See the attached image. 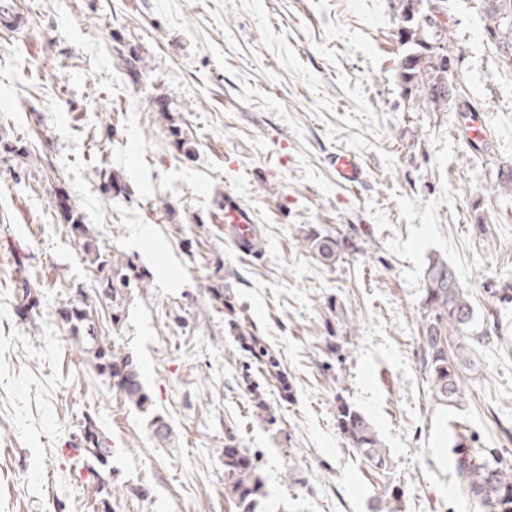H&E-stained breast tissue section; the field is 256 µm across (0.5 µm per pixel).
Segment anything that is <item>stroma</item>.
Returning <instances> with one entry per match:
<instances>
[{
	"mask_svg": "<svg viewBox=\"0 0 512 512\" xmlns=\"http://www.w3.org/2000/svg\"><path fill=\"white\" fill-rule=\"evenodd\" d=\"M0 35V512H235L234 430L258 456L263 512H485L449 462L512 465V70L479 0H447L455 104L414 111L397 72L391 0H25ZM142 58L141 74L120 61ZM188 133L179 149L156 96ZM488 134L458 137L465 108ZM355 152L364 181L330 162ZM118 174L130 196L107 191ZM83 217L65 224L57 190ZM261 252L213 221L225 191ZM314 227L348 246L323 264ZM128 269L112 303L84 242ZM448 259L474 310L460 403L430 402L418 338L425 269ZM232 299L279 360L264 378L224 322ZM344 309L332 317V304ZM81 306L149 397L128 402L58 315ZM344 400L390 457L372 474L336 423ZM93 423L110 454L84 480ZM0 20L2 34L17 32L28 24L25 9L20 1H11L10 6L2 7Z\"/></svg>",
	"mask_w": 512,
	"mask_h": 512,
	"instance_id": "1",
	"label": "stroma"
}]
</instances>
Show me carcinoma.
Returning <instances> with one entry per match:
<instances>
[{"label":"carcinoma","mask_w":512,"mask_h":512,"mask_svg":"<svg viewBox=\"0 0 512 512\" xmlns=\"http://www.w3.org/2000/svg\"><path fill=\"white\" fill-rule=\"evenodd\" d=\"M399 45L404 47L397 61L401 80L408 85L417 105L439 108L456 102L459 90L454 82L456 61L449 46L450 34L446 25L438 24L439 0H398ZM485 35L501 57L512 68V0H483ZM303 246L321 262H331L339 255L340 242L318 230L310 229L302 236ZM90 266L103 275L109 296H117L113 280H122V268L114 269L91 245L84 247ZM73 338L84 345L92 356L95 369L108 378L117 379L125 398L138 406L147 402L140 374L133 361L120 358L112 346L103 343L101 330L77 305L63 308ZM224 318L229 327L248 341L247 348L260 362L269 363L268 372H277L276 363L267 361L265 346L254 330L246 326L232 301H224ZM473 309L461 288L455 269L448 262L433 256L424 276V296L421 320L418 325L424 348L423 366L431 391L433 405L449 408L457 405L461 395V374L471 364L465 356L469 351L466 338L477 335L472 330ZM337 425L354 448L368 460L374 471H383L389 464V454L383 448L367 417L346 402L336 405ZM224 452V488L234 503L236 512H262L265 497L264 483L247 450L240 447L236 434H227ZM86 463L102 462L110 449L101 447L91 433L79 449ZM457 467L467 472L468 490L479 498L488 512H512V468L491 466L474 457L456 459Z\"/></svg>","instance_id":"obj_1"}]
</instances>
